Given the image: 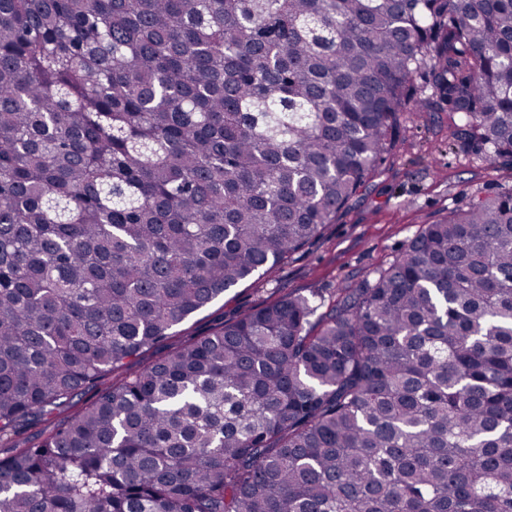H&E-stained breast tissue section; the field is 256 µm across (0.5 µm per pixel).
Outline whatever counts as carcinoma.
Wrapping results in <instances>:
<instances>
[{
	"instance_id": "obj_1",
	"label": "carcinoma",
	"mask_w": 512,
	"mask_h": 512,
	"mask_svg": "<svg viewBox=\"0 0 512 512\" xmlns=\"http://www.w3.org/2000/svg\"><path fill=\"white\" fill-rule=\"evenodd\" d=\"M433 109L512 162V0H0V512H512V190L129 370Z\"/></svg>"
}]
</instances>
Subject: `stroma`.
Listing matches in <instances>:
<instances>
[{
	"label": "stroma",
	"mask_w": 512,
	"mask_h": 512,
	"mask_svg": "<svg viewBox=\"0 0 512 512\" xmlns=\"http://www.w3.org/2000/svg\"><path fill=\"white\" fill-rule=\"evenodd\" d=\"M451 127L444 111L405 113L399 145L338 223L280 269L226 292L189 318L169 345L143 353L141 362L294 290L333 303L337 289L358 287L372 277L423 225L473 196L512 189V165L485 167L478 156L455 146Z\"/></svg>",
	"instance_id": "35a3bbf8"
}]
</instances>
